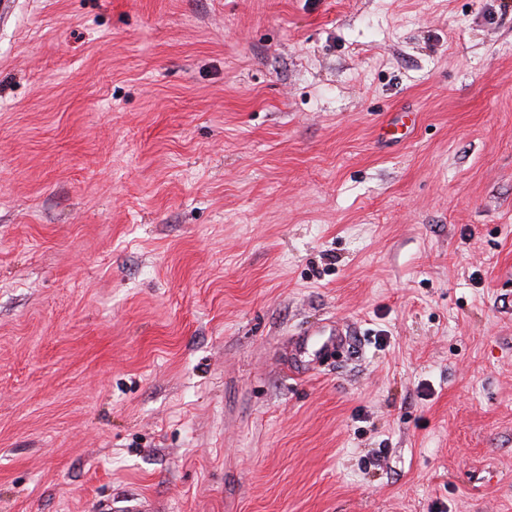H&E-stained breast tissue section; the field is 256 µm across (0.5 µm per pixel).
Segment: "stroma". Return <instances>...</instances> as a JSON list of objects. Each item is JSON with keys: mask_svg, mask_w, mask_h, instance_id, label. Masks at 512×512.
Listing matches in <instances>:
<instances>
[{"mask_svg": "<svg viewBox=\"0 0 512 512\" xmlns=\"http://www.w3.org/2000/svg\"><path fill=\"white\" fill-rule=\"evenodd\" d=\"M144 499L512 512V0H15L0 512Z\"/></svg>", "mask_w": 512, "mask_h": 512, "instance_id": "obj_1", "label": "stroma"}]
</instances>
